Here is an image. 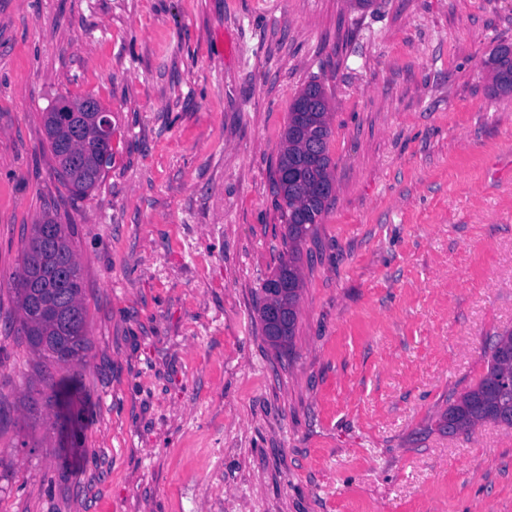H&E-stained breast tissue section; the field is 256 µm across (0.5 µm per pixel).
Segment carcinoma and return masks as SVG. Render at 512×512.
<instances>
[{
    "mask_svg": "<svg viewBox=\"0 0 512 512\" xmlns=\"http://www.w3.org/2000/svg\"><path fill=\"white\" fill-rule=\"evenodd\" d=\"M488 64L493 91L511 94L512 48L499 47ZM68 104L79 108L83 99L58 97L42 112V121L57 172L73 193L84 195L103 177L100 155L107 154V163H112V134L99 137L88 112L78 111L69 124H61L58 111ZM330 136L329 100L323 85L312 80L290 106L275 171L288 249L277 271L261 285L258 318L267 341L277 350L289 348L296 336L303 286L300 246L320 223L334 191ZM47 225L54 229L50 241L43 238ZM14 293L20 330L30 347L61 368L81 361L87 348L86 307L81 266L68 225L51 216L32 225ZM271 309L281 312L280 320L268 317ZM505 377L512 378L511 330L492 341L486 373L448 405L439 427L446 433L470 432L484 423L511 429L512 385L501 384Z\"/></svg>",
    "mask_w": 512,
    "mask_h": 512,
    "instance_id": "1",
    "label": "carcinoma"
}]
</instances>
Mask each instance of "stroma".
Segmentation results:
<instances>
[{"instance_id":"35a3bbf8","label":"stroma","mask_w":512,"mask_h":512,"mask_svg":"<svg viewBox=\"0 0 512 512\" xmlns=\"http://www.w3.org/2000/svg\"><path fill=\"white\" fill-rule=\"evenodd\" d=\"M512 0H0V512H512V429L436 418L512 330ZM335 191L302 247L289 352L260 286L309 81ZM112 113L86 196L41 113ZM69 225L87 349L17 334L32 224ZM69 375L68 405L46 377ZM492 71V89L498 94L512 93V49L501 46L489 58Z\"/></svg>"}]
</instances>
